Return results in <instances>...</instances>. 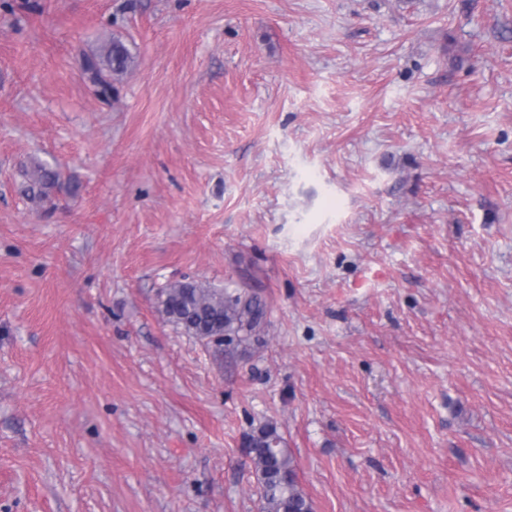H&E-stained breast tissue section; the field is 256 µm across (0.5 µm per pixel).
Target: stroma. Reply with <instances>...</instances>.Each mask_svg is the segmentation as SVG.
I'll return each instance as SVG.
<instances>
[{
	"mask_svg": "<svg viewBox=\"0 0 512 512\" xmlns=\"http://www.w3.org/2000/svg\"><path fill=\"white\" fill-rule=\"evenodd\" d=\"M268 421L313 512H512V0H0V512H259ZM130 60V53L126 45L120 40H113L106 58L103 62L96 58H84V72L89 80L98 88L97 92L103 99L112 97L114 87L107 80L105 72H118L123 70ZM106 63V68L103 63ZM57 179V173L38 166L32 172L25 191L32 197L44 198L48 195V190L54 187ZM160 312L175 327L206 344L225 346L231 354L250 342L264 316L255 295L178 282L160 295Z\"/></svg>",
	"mask_w": 512,
	"mask_h": 512,
	"instance_id": "1",
	"label": "stroma"
}]
</instances>
